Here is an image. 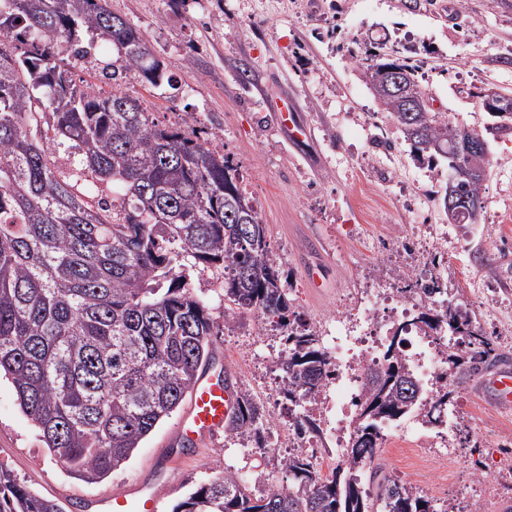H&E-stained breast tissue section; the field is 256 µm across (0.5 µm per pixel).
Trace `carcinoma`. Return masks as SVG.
Listing matches in <instances>:
<instances>
[{
  "mask_svg": "<svg viewBox=\"0 0 512 512\" xmlns=\"http://www.w3.org/2000/svg\"><path fill=\"white\" fill-rule=\"evenodd\" d=\"M0 375L56 460L93 483L120 468L140 442L183 404L213 357L218 335L208 304L191 292L190 265L222 269L224 318L261 313L284 333L277 394L293 407L297 429H316L303 404L333 375L322 342L291 318L284 272L237 168L187 123L159 125L150 105L126 91L134 76L175 88L140 29L109 0H0ZM104 47L112 56L101 60ZM96 60L108 94H91L71 70ZM367 84L379 91L399 70L418 86L417 66L395 50L363 46ZM498 123L512 125V93ZM388 118L419 162L450 161L461 134L441 112L408 114L390 102ZM79 158L57 173L52 155ZM485 178L453 184L469 207L457 224H478ZM105 187L112 199L89 201ZM424 331L448 328L468 339L467 356H450L464 378L498 353L493 337L448 305L421 312ZM420 388L388 348L366 375L360 422L345 462L320 475L307 456L288 458L291 482L261 497L234 473L219 471L173 512H448L412 488L383 478L370 495L359 473L380 452L377 420L409 414ZM264 418L242 393L226 437L265 447ZM0 512H62L0 468Z\"/></svg>",
  "mask_w": 512,
  "mask_h": 512,
  "instance_id": "1",
  "label": "carcinoma"
}]
</instances>
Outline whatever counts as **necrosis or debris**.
I'll return each mask as SVG.
<instances>
[{
  "instance_id": "obj_1",
  "label": "necrosis or debris",
  "mask_w": 512,
  "mask_h": 512,
  "mask_svg": "<svg viewBox=\"0 0 512 512\" xmlns=\"http://www.w3.org/2000/svg\"><path fill=\"white\" fill-rule=\"evenodd\" d=\"M381 295L371 290L361 309L336 317L337 329L327 337L328 357L335 370L337 397L313 399L331 425L336 444H343L349 428L348 420L360 395L368 371L383 365L387 348H394L418 382L423 393H431L437 382L447 380V332H423L416 326L411 313L415 310L438 309L439 304L426 296L401 301V310L387 317L380 316ZM400 334L402 341L392 345V334ZM432 423L425 417L423 406H416L409 415L407 428L395 431L390 437L380 438V445L392 446L397 455L410 462V476L415 484L445 477L446 463L452 458L445 441L432 438Z\"/></svg>"
}]
</instances>
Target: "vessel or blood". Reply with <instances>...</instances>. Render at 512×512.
<instances>
[{
    "label": "vessel or blood",
    "mask_w": 512,
    "mask_h": 512,
    "mask_svg": "<svg viewBox=\"0 0 512 512\" xmlns=\"http://www.w3.org/2000/svg\"><path fill=\"white\" fill-rule=\"evenodd\" d=\"M481 391L499 409H512V368L501 367L481 382ZM238 393L228 375L219 366L200 373L194 383L190 405L180 418L172 446L200 443L217 436L237 407ZM169 461L168 455L156 456L153 477H136L125 489L102 495L92 502L94 512H162V497L155 480Z\"/></svg>",
    "instance_id": "b4317fda"
}]
</instances>
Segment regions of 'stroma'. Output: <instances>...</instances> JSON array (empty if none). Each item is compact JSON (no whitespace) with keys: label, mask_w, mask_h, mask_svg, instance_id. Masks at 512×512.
Here are the masks:
<instances>
[{"label":"stroma","mask_w":512,"mask_h":512,"mask_svg":"<svg viewBox=\"0 0 512 512\" xmlns=\"http://www.w3.org/2000/svg\"><path fill=\"white\" fill-rule=\"evenodd\" d=\"M114 12L138 26L153 54L178 80L177 89H148L137 80L129 93L147 100L156 123L195 113L209 143L244 178L267 225L274 254L292 286L294 311L323 334L339 307L359 305L367 286L401 297L409 269L402 241L422 236L426 224L448 227L439 272L448 301L498 341L501 362L512 363V138L490 142V169L477 224H452L438 201L446 167L428 168L410 154L396 126L374 98L354 58L371 33L411 57L437 111L456 124L483 128L490 116L475 93L512 89V6L504 0H110ZM250 72L248 83L238 69ZM292 94L297 125L309 135L289 138L275 121L277 104ZM322 287L306 282L311 264ZM195 295L220 324L213 345L241 390L260 399L268 440L295 438L294 420L262 370L282 350L280 334L263 333L257 314L224 320V279L199 265L186 270ZM479 377L450 378L447 390L459 416L448 426L458 480L428 498L454 512H512V412L479 391ZM177 424L169 418L128 463L97 483L70 475L45 448L22 413L12 384L0 380V467L63 512L112 493L163 451ZM214 438L172 468L163 512H173L216 471L231 470L254 493L286 482L283 458Z\"/></svg>","instance_id":"obj_1"}]
</instances>
